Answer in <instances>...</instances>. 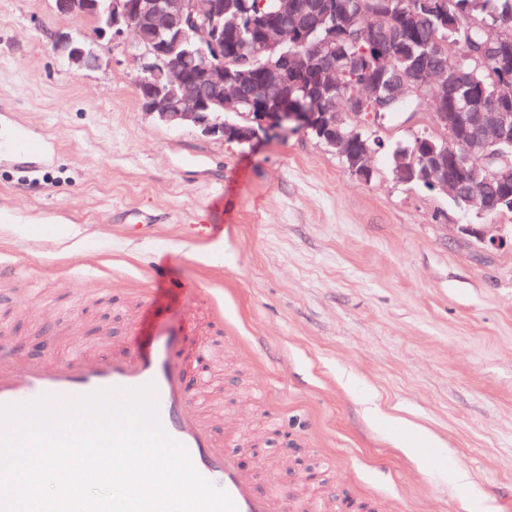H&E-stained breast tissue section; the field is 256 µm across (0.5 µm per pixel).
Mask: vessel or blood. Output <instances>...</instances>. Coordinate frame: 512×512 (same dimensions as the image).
<instances>
[{"mask_svg": "<svg viewBox=\"0 0 512 512\" xmlns=\"http://www.w3.org/2000/svg\"><path fill=\"white\" fill-rule=\"evenodd\" d=\"M182 338L157 327L151 340L133 341L127 349L88 355L74 350L54 367L29 365L18 371L11 350L0 344V404L21 403L44 394L85 395L111 388L155 383L161 424L188 451L197 472L224 490L237 512H295L287 494L258 493L239 459L224 450L205 415L187 393Z\"/></svg>", "mask_w": 512, "mask_h": 512, "instance_id": "b4317fda", "label": "vessel or blood"}]
</instances>
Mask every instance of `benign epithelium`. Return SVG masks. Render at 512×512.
Returning <instances> with one entry per match:
<instances>
[{"instance_id":"obj_1","label":"benign epithelium","mask_w":512,"mask_h":512,"mask_svg":"<svg viewBox=\"0 0 512 512\" xmlns=\"http://www.w3.org/2000/svg\"><path fill=\"white\" fill-rule=\"evenodd\" d=\"M58 16L78 15L90 19L95 36H119L133 30V24L144 19L150 27L135 31L139 76L135 83L141 108L171 126H194L203 134L220 136L242 146H251L273 128L314 133L327 147L344 154L348 139L342 129L356 133L364 128L365 103L385 112L401 101L417 103V108L403 121L411 127L418 122L427 97L428 61L420 62L405 74H397L392 89L359 94L349 100L342 112L321 107L309 89L304 95L311 101L304 107L287 102L276 112L239 114L240 120L229 121L224 115L210 111L207 93L211 89L224 92V36L236 42L247 40L259 46L264 59L256 69L262 78L250 82L231 83L232 94L220 98L227 112L238 111L247 101L264 107L280 101L288 92L289 68L277 55L288 32V25L265 14L246 30L233 21H224V0H52ZM275 14L291 16L297 26H305L307 14L297 10L295 0H279ZM369 18L365 41L382 59L383 45L391 42L393 30L374 7L358 10ZM485 41L472 63L438 66L448 83V98L435 102L430 113L433 132L431 151H440L441 160L429 155L412 156L409 167L421 166V177L453 200H462L484 214L500 213L497 206L504 194L512 191V108L499 94L492 92L476 102L460 100L448 105V99L473 81V73L490 67L496 73L512 72V23L494 18L481 20ZM60 54L77 71L100 66V56L84 39L60 34L55 39Z\"/></svg>"}]
</instances>
